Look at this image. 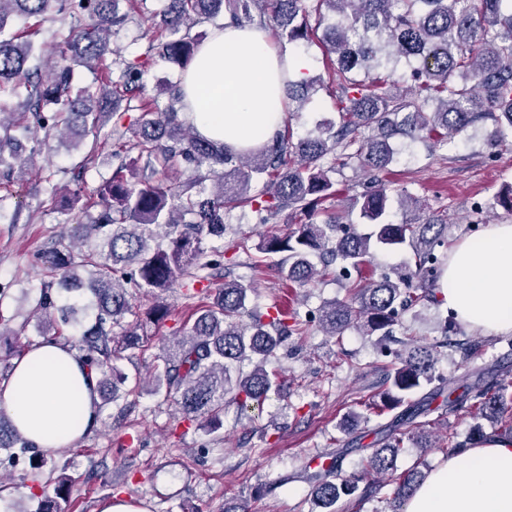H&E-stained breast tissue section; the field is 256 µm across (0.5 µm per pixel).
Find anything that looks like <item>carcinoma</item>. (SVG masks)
<instances>
[{
  "instance_id": "1",
  "label": "carcinoma",
  "mask_w": 512,
  "mask_h": 512,
  "mask_svg": "<svg viewBox=\"0 0 512 512\" xmlns=\"http://www.w3.org/2000/svg\"><path fill=\"white\" fill-rule=\"evenodd\" d=\"M146 18L153 36L141 52L123 56L110 47V35L123 28L130 13L119 12V0H0V97L10 107L0 110V176L22 177L32 159L20 158L21 138L32 128L44 139L64 143L72 132L79 141L72 170L89 168L104 143L117 150L120 163L111 177L83 197L68 191V209L81 199L82 213L96 215L76 225L68 242L47 252L45 274L32 314L42 334L61 336L78 323L74 308L58 306L50 293L54 284L65 290L88 288L85 324L78 349L99 376L103 401L99 407L125 399L128 377L116 361L124 351L138 350L149 338L147 327L169 314L158 301L173 285L185 299L198 303L194 320L181 336L167 342L162 363L149 374L150 391L173 399L182 417L209 432L222 427L224 404L246 411L278 392L281 374L268 370L277 351L292 336L306 331L298 312L274 305L264 311L247 307L252 285L224 280L216 292L210 283L224 268V248L214 247L216 261L199 263L204 240L224 239L226 210L248 207L260 222L275 223L285 211L304 221L283 235L267 234L253 263L275 272L285 284L306 288L328 275L348 280L349 299L321 308L324 335L340 338L354 326L364 336L392 338L400 313L427 303L442 304L437 282L448 260V224L428 217L419 220V202L400 189L392 197L380 174L398 155L400 138L428 143L433 151L465 133L476 122L492 121L489 140L512 143V0H158ZM68 25L59 53L48 59L47 72L30 65L31 30H8L10 14L39 21L51 8ZM222 18L238 26L269 25L279 42L298 49L312 43L328 57L327 77L288 81L292 111L299 112L310 94L337 86V119L316 125L317 134L293 140L288 120L262 148L246 153L195 133L180 118L186 108L177 84L147 93L145 76L155 58L186 69L204 40L191 33L204 22ZM401 63L409 68L403 82H413V96L389 82ZM112 70L117 80L98 85L100 108L89 88L73 85L75 67ZM167 96L161 104L159 96ZM112 125H107V119ZM136 156H130V152ZM352 166L368 175L365 191L349 198L360 222L324 212L319 203L337 195L336 173ZM44 177V214L64 211L63 195ZM414 212L400 224L387 219L392 203ZM366 224L363 232L358 224ZM407 245L412 262L378 279L351 278L381 249ZM288 260H273L280 253ZM320 259L316 267L310 257ZM59 278L53 282V278ZM157 299L142 312L130 289ZM120 332H114V328ZM448 339L417 345L409 339L398 354L385 406L394 410L420 392L422 396L397 416V425L412 430L394 433L373 450L360 474L342 476L325 471L312 478L311 496L319 512H336V503L358 490L379 488L378 477L389 474L393 500H408L419 486L417 470L394 475V461L404 439L425 440L431 402L445 393L435 381V366ZM252 369H240L243 361ZM429 391H424V388ZM509 386L471 383L448 406L468 407L493 423L512 404ZM31 445L0 408V449L12 459ZM50 481L40 490L38 512H62L50 498Z\"/></svg>"
}]
</instances>
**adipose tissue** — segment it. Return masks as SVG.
Masks as SVG:
<instances>
[{"mask_svg":"<svg viewBox=\"0 0 512 512\" xmlns=\"http://www.w3.org/2000/svg\"><path fill=\"white\" fill-rule=\"evenodd\" d=\"M307 66L304 57H280L263 28L213 29L181 80L187 116L198 134L232 150L259 145L281 129L287 81ZM438 290L467 326L512 332V224L490 225L482 239L455 246ZM97 403L96 373L60 339L38 340L0 380V408L37 448L71 447L96 423ZM404 512H512V442L449 454Z\"/></svg>","mask_w":512,"mask_h":512,"instance_id":"1","label":"adipose tissue"}]
</instances>
